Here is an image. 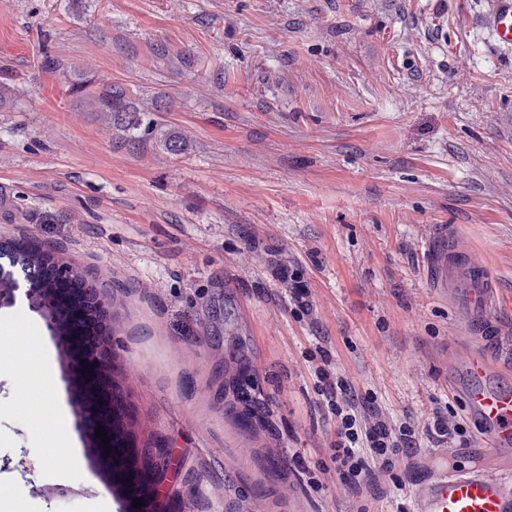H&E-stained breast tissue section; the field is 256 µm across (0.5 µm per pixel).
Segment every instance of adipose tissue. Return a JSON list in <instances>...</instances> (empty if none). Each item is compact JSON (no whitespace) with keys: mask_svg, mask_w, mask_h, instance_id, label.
<instances>
[{"mask_svg":"<svg viewBox=\"0 0 512 512\" xmlns=\"http://www.w3.org/2000/svg\"><path fill=\"white\" fill-rule=\"evenodd\" d=\"M16 354L27 370L19 397L35 422H42L45 411L53 404L52 383L46 367V349L42 337L29 336Z\"/></svg>","mask_w":512,"mask_h":512,"instance_id":"obj_1","label":"adipose tissue"}]
</instances>
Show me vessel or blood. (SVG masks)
Instances as JSON below:
<instances>
[{"instance_id": "vessel-or-blood-1", "label": "vessel or blood", "mask_w": 512, "mask_h": 512, "mask_svg": "<svg viewBox=\"0 0 512 512\" xmlns=\"http://www.w3.org/2000/svg\"><path fill=\"white\" fill-rule=\"evenodd\" d=\"M482 22L497 48L512 50V0H487ZM426 280L469 335L462 359L448 371V386L476 424L482 453L509 467L496 474L481 468L415 473L409 512H512V383L495 352L492 320L499 285L445 224L427 245Z\"/></svg>"}]
</instances>
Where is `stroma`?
<instances>
[{
  "mask_svg": "<svg viewBox=\"0 0 512 512\" xmlns=\"http://www.w3.org/2000/svg\"><path fill=\"white\" fill-rule=\"evenodd\" d=\"M486 0H0V239L58 247L112 304L125 403L171 448L169 512H407L345 493L309 352L413 416L396 474L434 464L423 423L466 337L429 288L440 225L502 290L512 366V52ZM131 91L119 138L88 99ZM187 148L173 155L162 140ZM297 270L294 313L276 268ZM43 338L59 423L19 401L14 353ZM58 346L0 307V512H115L87 462ZM72 453L46 460L50 440Z\"/></svg>",
  "mask_w": 512,
  "mask_h": 512,
  "instance_id": "obj_1",
  "label": "stroma"
}]
</instances>
